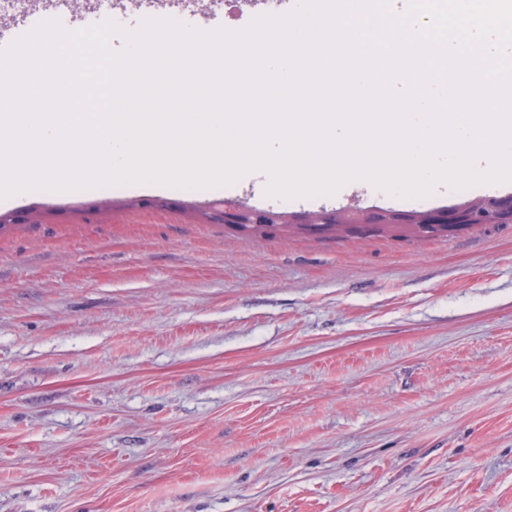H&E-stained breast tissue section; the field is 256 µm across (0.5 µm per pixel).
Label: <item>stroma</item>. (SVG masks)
<instances>
[{"mask_svg": "<svg viewBox=\"0 0 512 512\" xmlns=\"http://www.w3.org/2000/svg\"><path fill=\"white\" fill-rule=\"evenodd\" d=\"M241 30L252 0H197ZM222 186L32 189L0 213V512H512V224L242 235ZM485 184L322 210L453 208Z\"/></svg>", "mask_w": 512, "mask_h": 512, "instance_id": "obj_1", "label": "stroma"}]
</instances>
